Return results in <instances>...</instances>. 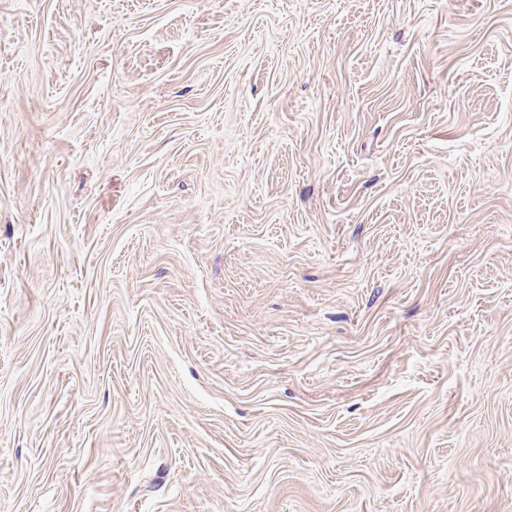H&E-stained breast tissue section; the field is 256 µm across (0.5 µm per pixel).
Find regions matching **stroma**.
I'll return each instance as SVG.
<instances>
[{
  "mask_svg": "<svg viewBox=\"0 0 512 512\" xmlns=\"http://www.w3.org/2000/svg\"><path fill=\"white\" fill-rule=\"evenodd\" d=\"M0 512H512V0H0Z\"/></svg>",
  "mask_w": 512,
  "mask_h": 512,
  "instance_id": "obj_1",
  "label": "stroma"
}]
</instances>
